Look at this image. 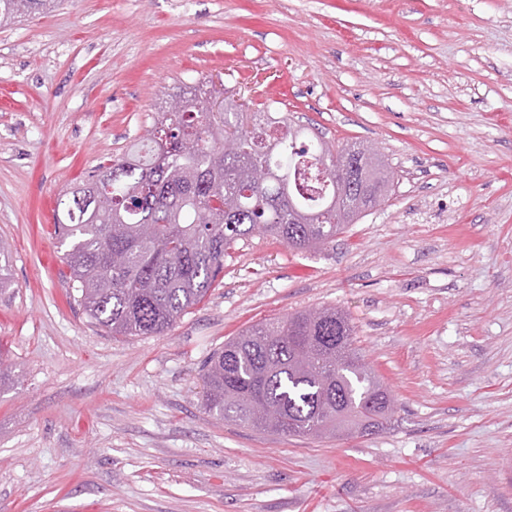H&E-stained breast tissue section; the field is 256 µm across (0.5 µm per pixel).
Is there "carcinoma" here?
Segmentation results:
<instances>
[{
  "mask_svg": "<svg viewBox=\"0 0 512 512\" xmlns=\"http://www.w3.org/2000/svg\"><path fill=\"white\" fill-rule=\"evenodd\" d=\"M59 0H0V27ZM203 82L172 96L127 154L63 194L74 302L114 336L162 335L224 276V258L259 232L290 250L326 248L386 199L394 173L382 155L362 180L336 181L361 145L306 137L285 117L208 112ZM271 181L252 182L256 169ZM335 307L250 326L203 366V401L217 418L288 436L369 435L388 428L395 399L354 346Z\"/></svg>",
  "mask_w": 512,
  "mask_h": 512,
  "instance_id": "carcinoma-1",
  "label": "carcinoma"
}]
</instances>
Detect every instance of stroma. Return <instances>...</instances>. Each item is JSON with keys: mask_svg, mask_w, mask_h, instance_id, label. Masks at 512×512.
<instances>
[{"mask_svg": "<svg viewBox=\"0 0 512 512\" xmlns=\"http://www.w3.org/2000/svg\"><path fill=\"white\" fill-rule=\"evenodd\" d=\"M211 81L399 179L326 250L256 235L159 336L74 302L59 195ZM0 512H512V0H64L0 29ZM336 307L396 398L313 439L219 420L200 370Z\"/></svg>", "mask_w": 512, "mask_h": 512, "instance_id": "stroma-1", "label": "stroma"}]
</instances>
